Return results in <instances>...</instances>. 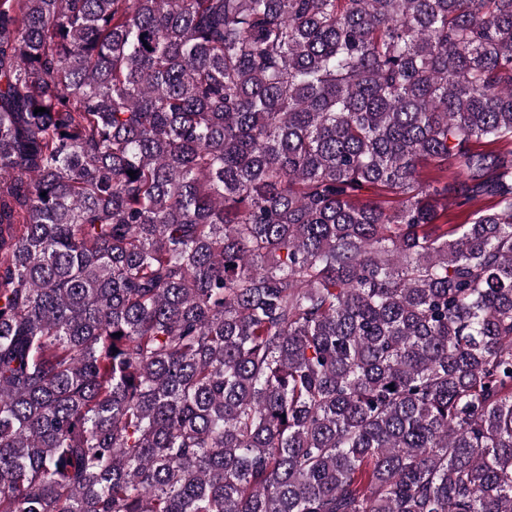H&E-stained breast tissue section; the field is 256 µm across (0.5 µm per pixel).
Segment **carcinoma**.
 <instances>
[{
	"label": "carcinoma",
	"instance_id": "carcinoma-1",
	"mask_svg": "<svg viewBox=\"0 0 512 512\" xmlns=\"http://www.w3.org/2000/svg\"><path fill=\"white\" fill-rule=\"evenodd\" d=\"M0 512H512V0H0Z\"/></svg>",
	"mask_w": 512,
	"mask_h": 512
}]
</instances>
